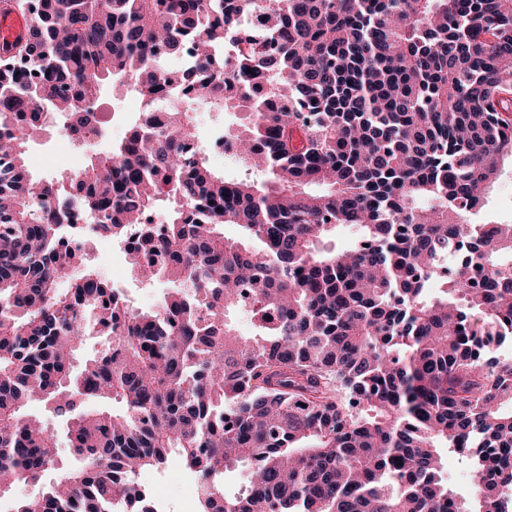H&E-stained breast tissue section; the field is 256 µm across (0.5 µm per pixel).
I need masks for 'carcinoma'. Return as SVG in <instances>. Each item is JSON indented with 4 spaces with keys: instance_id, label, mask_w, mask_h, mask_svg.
<instances>
[{
    "instance_id": "cac0c4a2",
    "label": "carcinoma",
    "mask_w": 512,
    "mask_h": 512,
    "mask_svg": "<svg viewBox=\"0 0 512 512\" xmlns=\"http://www.w3.org/2000/svg\"><path fill=\"white\" fill-rule=\"evenodd\" d=\"M15 9L31 23L0 52V498L59 470L34 401L73 465L11 512H160L138 476L183 468L201 512H512V224L476 220L512 156V0H0ZM257 11L265 30L237 24ZM226 40L223 78L183 81L239 114L224 141L260 182L224 180L182 108L152 109L167 61L190 45L206 70ZM108 78L145 111L48 209L63 183L30 176V140L48 112L83 132ZM73 203L114 242L139 225L127 260L173 285L160 305L132 308L60 243ZM341 225L358 242L318 251ZM246 305L252 336L229 318ZM25 412L29 415H34L42 418L48 425L55 427L59 435V457L67 461L69 459V445L64 429V423L61 418L57 417L48 408L40 404H33L25 409Z\"/></svg>"
}]
</instances>
